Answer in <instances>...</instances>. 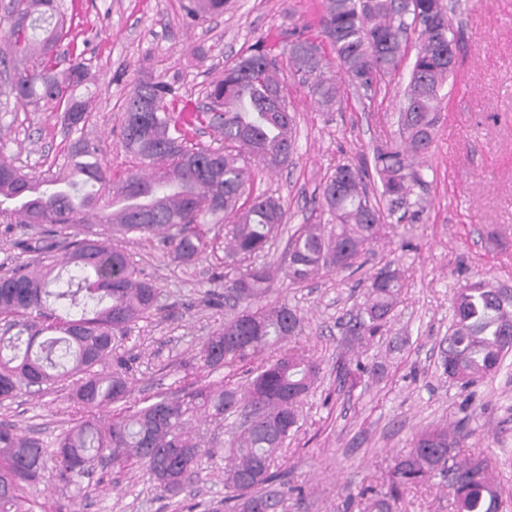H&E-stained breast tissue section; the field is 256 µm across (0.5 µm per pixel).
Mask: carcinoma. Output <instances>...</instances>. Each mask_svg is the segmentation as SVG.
I'll return each instance as SVG.
<instances>
[{
  "label": "carcinoma",
  "instance_id": "1",
  "mask_svg": "<svg viewBox=\"0 0 512 512\" xmlns=\"http://www.w3.org/2000/svg\"><path fill=\"white\" fill-rule=\"evenodd\" d=\"M182 22L194 27L224 12V0H186ZM322 32L337 66L354 84L370 88L395 72L405 36L419 29L399 113V138L374 150L373 168L387 207L372 203L368 170L338 167L322 188L319 216L288 239V266L250 263L212 278L210 294L241 306L205 339L199 368L228 370L220 381L197 380L172 395L131 403V360L113 352V341L158 308L161 291L126 250L133 238L160 240L185 264L224 249L243 262L262 253L285 223L271 196L240 202L253 162L270 171L290 164L295 151L294 115L283 95L276 56L262 42L224 66L208 84L206 103L180 125L172 116L180 100L178 78L148 73L121 105V145L132 165L117 178L95 144L80 135L90 118L76 94L87 80L83 62L60 67L56 48L72 31L59 0H11L0 18V70L13 78L3 95L33 111L51 105L62 112L66 132L77 135L68 160L46 175L29 176L0 154V223L47 224L17 247L34 254L0 276V404L23 393L44 394L66 383L72 404L68 427L55 449L14 423L0 422V512H64L37 492L44 481L74 488L98 459L123 469L138 463L165 495L176 496L199 474L204 445L193 432L200 420L242 421L228 442L224 470L227 512H288V472L278 453L299 428V408L320 378V365L292 343L302 318L285 303L254 306L280 276L303 283L350 269L377 243L389 218L423 211L412 199L421 184L415 159L429 153L441 118L444 83L456 64L453 26L442 0H323ZM295 72L310 82L314 101L336 103L338 86L325 75L322 47L297 37L287 42ZM206 122L221 145L189 142L187 127ZM401 277L385 267L370 278L364 307L350 321V335L370 340L399 303ZM60 300L80 309L59 314ZM442 359L448 378L469 387L499 371L512 352V291L481 279L452 297V323ZM461 437L435 426L418 432L395 464L389 496L440 474L448 481L456 512H500L492 463L457 452ZM346 512H389L366 488L347 497Z\"/></svg>",
  "mask_w": 512,
  "mask_h": 512
}]
</instances>
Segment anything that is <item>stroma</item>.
Instances as JSON below:
<instances>
[{"label": "stroma", "mask_w": 512, "mask_h": 512, "mask_svg": "<svg viewBox=\"0 0 512 512\" xmlns=\"http://www.w3.org/2000/svg\"><path fill=\"white\" fill-rule=\"evenodd\" d=\"M76 18L59 51L81 53L93 77V112L83 134L108 166L130 164L119 142V108L142 71L179 76L181 90L201 103L210 80L258 42L279 45L295 34L324 42L322 0H224L222 15L194 27L181 17V0H65ZM458 37V76L442 93V121L417 193L424 210L414 220L390 223L359 270H342L303 284L281 279L267 303L285 302L301 315L298 342L321 368L316 390L300 408L301 428L282 454L288 482L302 486L288 512H343L349 494L369 484L385 492L397 459L427 427L461 426L465 456L492 461L503 498L512 501V355L493 377L464 388L441 367L456 288L478 279L512 289V0H461L450 14ZM418 45L409 34L406 62L370 92L351 85L338 66L339 96L332 111L319 109L288 58L277 54L283 92L296 115V151L276 172L255 168L251 195L279 198L287 222L264 261L286 263V241L302 224L316 222L322 186L343 164L371 163L377 145L391 140L411 59ZM70 144L52 106L36 112L16 101L0 111V154L24 171L40 173L62 163ZM143 275L161 290L160 310L127 336L117 352L133 360L132 399L178 388L199 344L234 310L209 302L216 252L196 264L172 261L159 240L129 243ZM401 275L400 302L382 332L360 345L348 333L364 301L367 278L384 266ZM66 391L22 394L0 407V420L53 442L70 417ZM208 447L199 480L173 498L160 496L139 465L112 469L95 464L98 490L73 497L54 483L41 495L65 512H183L224 497L227 427L198 425ZM396 512H453L443 477L406 490Z\"/></svg>", "instance_id": "stroma-1"}]
</instances>
